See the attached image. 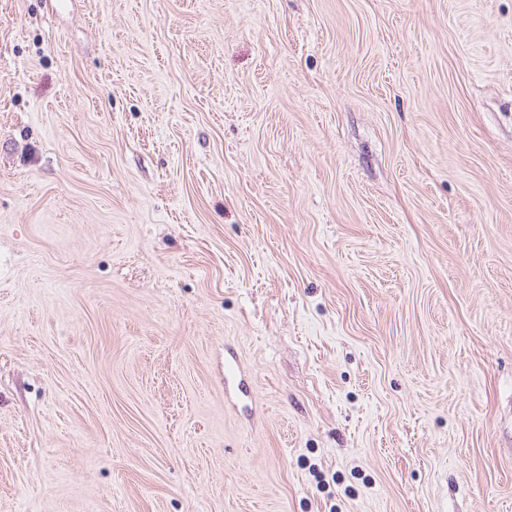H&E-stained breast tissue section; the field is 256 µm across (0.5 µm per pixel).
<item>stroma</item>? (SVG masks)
I'll return each mask as SVG.
<instances>
[{"label":"stroma","mask_w":512,"mask_h":512,"mask_svg":"<svg viewBox=\"0 0 512 512\" xmlns=\"http://www.w3.org/2000/svg\"><path fill=\"white\" fill-rule=\"evenodd\" d=\"M0 512H512V0H0Z\"/></svg>","instance_id":"obj_1"}]
</instances>
